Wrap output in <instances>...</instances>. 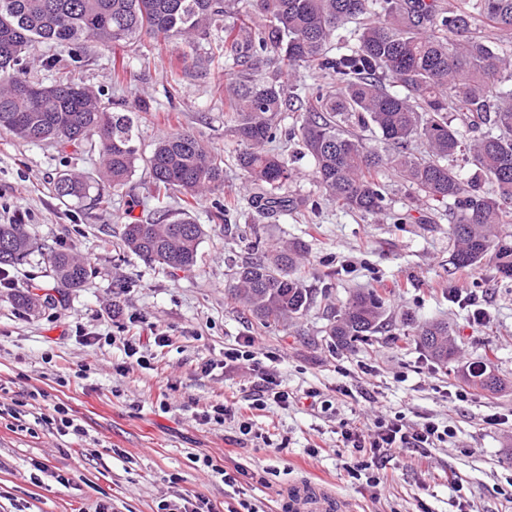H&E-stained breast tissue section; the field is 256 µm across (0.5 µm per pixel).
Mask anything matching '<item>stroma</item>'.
<instances>
[{"mask_svg": "<svg viewBox=\"0 0 512 512\" xmlns=\"http://www.w3.org/2000/svg\"><path fill=\"white\" fill-rule=\"evenodd\" d=\"M183 44L142 42L128 50L127 82L112 79L110 50L90 46L80 59L46 44L27 54L31 76L51 82L44 62L76 76L113 110L141 101L154 117L142 125L137 143L148 155L166 133L188 131L224 156L225 189L239 190L242 175L235 157L239 143L224 122V96L214 72L182 58ZM179 74L181 93L166 99L164 89ZM296 115L285 112L272 147L296 172L281 192L288 212L263 215L248 204L226 222L210 215L224 202L223 191L198 197L192 212L204 236L196 266L174 276L158 273L121 247L125 224L146 219L155 209L143 165L126 186L109 190L108 209L91 202L60 203L50 181L62 171H101L97 145L61 148L18 141L0 133V224L18 221L32 235L33 251L9 271L10 287L0 288V382L10 383L26 406L31 431L12 429L0 418V512H93L97 503L114 512H158L162 502L196 491L215 503L224 501V484L198 467L195 457H210L231 470L267 471V481L246 491L259 512H291L289 485H313L342 501L347 512H457L465 496L467 512H512V279L469 271L485 291L487 323L471 322L472 309L456 302L460 273L450 263L448 226L451 208L431 211L409 204L408 188L393 172L383 182L388 208L363 216L322 196L312 178L313 160L290 138ZM256 226L263 248L293 239L308 246L312 272L306 285L313 303L307 314L285 327L264 329L238 314L224 299L230 267L250 254L247 226ZM65 251L96 270L83 287L68 290L61 303L29 311L15 306V292L37 285L51 289L49 251ZM376 289L386 299L387 323L370 343L350 348L330 345L328 318L358 289ZM122 318L156 325L171 337L160 348L142 341L149 368L116 375L113 364L123 353L112 346L113 310ZM447 320L457 346L460 368L480 362L503 381L495 395L475 393L449 410L454 375L436 364L411 336L410 321ZM99 334L87 343L86 333ZM253 337L256 358L276 353L277 375L290 390L319 391L316 407L293 405L256 412L254 422L269 441L262 447L233 444L236 418L224 424H197L192 411L225 398L245 395L253 374L248 362L204 374L200 366L224 357L225 348ZM351 396L338 394V387ZM46 399L28 400L33 389ZM61 403L87 431L74 442L52 433L39 417ZM402 412L450 424L455 436L427 457L401 453L389 462L392 479L377 487L347 477L337 454L340 421L357 422L381 411ZM500 416L497 424L488 415ZM321 451L310 457V444ZM64 475L67 485L56 482ZM457 476L454 490L449 476Z\"/></svg>", "mask_w": 512, "mask_h": 512, "instance_id": "1", "label": "stroma"}]
</instances>
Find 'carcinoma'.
I'll return each instance as SVG.
<instances>
[{
    "instance_id": "carcinoma-1",
    "label": "carcinoma",
    "mask_w": 512,
    "mask_h": 512,
    "mask_svg": "<svg viewBox=\"0 0 512 512\" xmlns=\"http://www.w3.org/2000/svg\"><path fill=\"white\" fill-rule=\"evenodd\" d=\"M234 0H0V133L27 143L53 142L78 149L98 138L103 176L112 188L131 178L138 160V124L132 111L113 112L70 71L47 60L52 82L34 80L23 56L38 45H93L113 52L145 37L180 41L207 65L217 63L230 85L224 122L241 145L244 179L265 188L260 211L288 210L279 190L292 177L284 155L266 149L277 116L294 97L284 85L259 76L275 62L294 74L328 75L300 106L293 136L314 160L313 178L343 208L362 215L386 210L385 171H395L417 200L452 204L449 227L456 269L489 266L512 279V54L495 39L473 32L475 21L512 35V0H249L231 14ZM224 36L198 53L194 37L223 19ZM360 23L358 44L333 50L336 31ZM40 88L30 97L24 87ZM422 142L426 152L416 151ZM474 170L463 176L450 161ZM153 198L177 190L196 199L224 189V158L187 131L160 137L145 158ZM97 181L72 172L53 179L59 201L103 203ZM164 210L124 225L123 245L171 275L191 270L204 235L186 210ZM32 247L27 225L0 224V272L20 264ZM305 244L258 251L233 264L230 299L266 324L308 311L312 294L300 260ZM57 293L80 288L93 274L86 261L65 251L50 255ZM385 300L374 289L350 297L326 333L347 347L369 340L382 326ZM420 347L450 365L456 345L446 322L413 326ZM475 388L494 393L500 378L480 364L462 372Z\"/></svg>"
}]
</instances>
